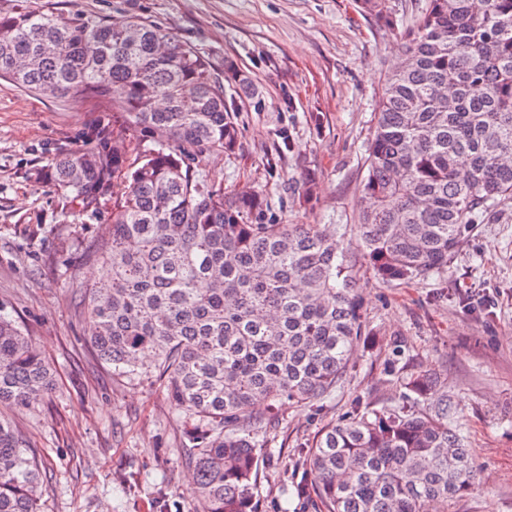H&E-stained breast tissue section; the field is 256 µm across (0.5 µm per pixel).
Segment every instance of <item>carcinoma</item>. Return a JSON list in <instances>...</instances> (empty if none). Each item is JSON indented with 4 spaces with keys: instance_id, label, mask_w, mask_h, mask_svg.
I'll use <instances>...</instances> for the list:
<instances>
[{
    "instance_id": "obj_1",
    "label": "carcinoma",
    "mask_w": 512,
    "mask_h": 512,
    "mask_svg": "<svg viewBox=\"0 0 512 512\" xmlns=\"http://www.w3.org/2000/svg\"><path fill=\"white\" fill-rule=\"evenodd\" d=\"M361 10L392 27L385 0ZM385 76L353 234L375 277L441 274L471 224L512 201V0H428ZM0 75L118 103L44 176L79 211L112 200L82 290L88 347L117 377L158 382L182 422L203 512H256L258 436L288 406L341 386L365 336L360 296L324 224L264 221L252 191L224 194L194 160L232 153L240 130L209 62L156 24L24 10L0 15ZM135 133L153 146L130 160ZM52 368L0 308V404L29 408ZM391 406L327 424L296 483L321 512H448L476 488L448 383L401 376ZM44 460L0 416V512H42Z\"/></svg>"
}]
</instances>
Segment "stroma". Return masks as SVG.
Masks as SVG:
<instances>
[{"mask_svg": "<svg viewBox=\"0 0 512 512\" xmlns=\"http://www.w3.org/2000/svg\"><path fill=\"white\" fill-rule=\"evenodd\" d=\"M427 3L385 0L396 21L385 28L357 0H0V13L114 25L143 17L200 52L216 77L232 62L252 85L246 93L224 83L239 145L198 158L197 169L225 192L261 194L268 220L346 225L338 241L360 285L366 337L335 393L289 407L269 431L274 456L258 463V512H319L318 500L291 487L304 453L354 403L398 401L393 364L436 372L459 400L455 424L479 485L448 512H512V204L474 225L445 272L410 284L377 280L351 232L382 79ZM115 108L108 92L60 96L0 77V306L55 369L49 396L31 409L2 405L0 415L47 460L44 512H200L165 392L142 376H113L85 344L89 316L73 297L98 275L87 251L107 215L70 212L35 177ZM311 172L317 198L303 206L296 199Z\"/></svg>", "mask_w": 512, "mask_h": 512, "instance_id": "35a3bbf8", "label": "stroma"}]
</instances>
